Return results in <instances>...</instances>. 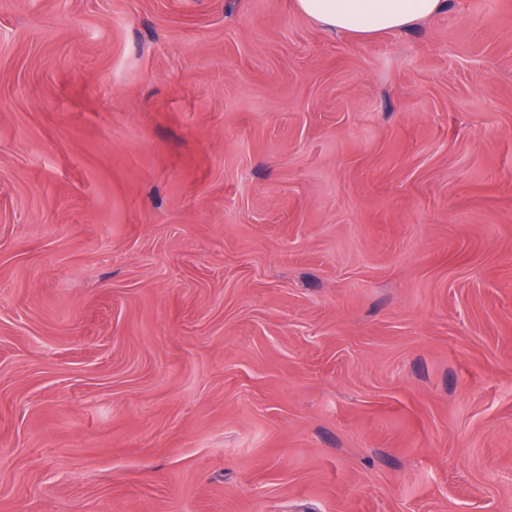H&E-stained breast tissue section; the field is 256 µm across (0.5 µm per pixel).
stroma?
<instances>
[{
	"label": "stroma",
	"mask_w": 512,
	"mask_h": 512,
	"mask_svg": "<svg viewBox=\"0 0 512 512\" xmlns=\"http://www.w3.org/2000/svg\"><path fill=\"white\" fill-rule=\"evenodd\" d=\"M0 512H512V0H0ZM295 10L329 33L366 38L404 31L441 11L443 0H293Z\"/></svg>",
	"instance_id": "35a3bbf8"
}]
</instances>
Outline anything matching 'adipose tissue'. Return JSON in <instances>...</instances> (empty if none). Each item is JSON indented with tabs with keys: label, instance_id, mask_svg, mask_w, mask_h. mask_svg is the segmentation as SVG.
<instances>
[{
	"label": "adipose tissue",
	"instance_id": "obj_1",
	"mask_svg": "<svg viewBox=\"0 0 512 512\" xmlns=\"http://www.w3.org/2000/svg\"><path fill=\"white\" fill-rule=\"evenodd\" d=\"M327 32L354 38L404 31L441 11L443 0H293Z\"/></svg>",
	"mask_w": 512,
	"mask_h": 512
}]
</instances>
